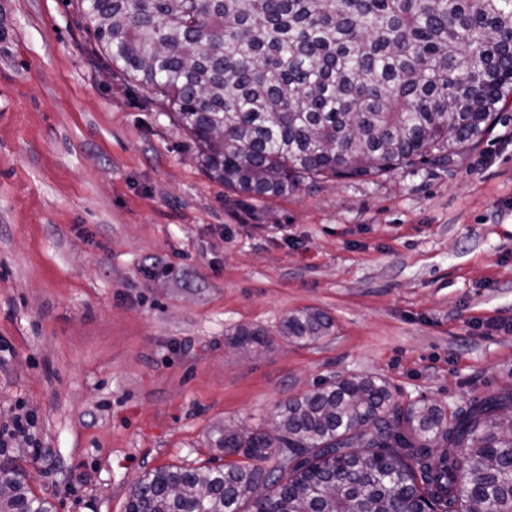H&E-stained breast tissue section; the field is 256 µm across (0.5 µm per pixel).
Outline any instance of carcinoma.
Returning a JSON list of instances; mask_svg holds the SVG:
<instances>
[{
	"label": "carcinoma",
	"instance_id": "obj_1",
	"mask_svg": "<svg viewBox=\"0 0 512 512\" xmlns=\"http://www.w3.org/2000/svg\"><path fill=\"white\" fill-rule=\"evenodd\" d=\"M113 73L170 113L207 175L248 201L305 181L448 165L512 97V0H81ZM308 308L282 335L314 341ZM240 346L262 333L240 328ZM256 465L162 466L125 512H512V389L458 406L393 399L338 376L286 403L269 432L224 429ZM277 459L266 471L258 463ZM257 481L278 486L270 499ZM0 512H52L22 477Z\"/></svg>",
	"mask_w": 512,
	"mask_h": 512
}]
</instances>
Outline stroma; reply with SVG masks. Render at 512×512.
Returning a JSON list of instances; mask_svg holds the SVG:
<instances>
[{
  "label": "stroma",
  "mask_w": 512,
  "mask_h": 512,
  "mask_svg": "<svg viewBox=\"0 0 512 512\" xmlns=\"http://www.w3.org/2000/svg\"><path fill=\"white\" fill-rule=\"evenodd\" d=\"M225 195L78 0H0V424L35 418L0 467L55 512H124L146 471L221 464L224 426L338 376L512 388V107L445 167ZM306 308L329 335L282 336Z\"/></svg>",
  "instance_id": "obj_1"
}]
</instances>
